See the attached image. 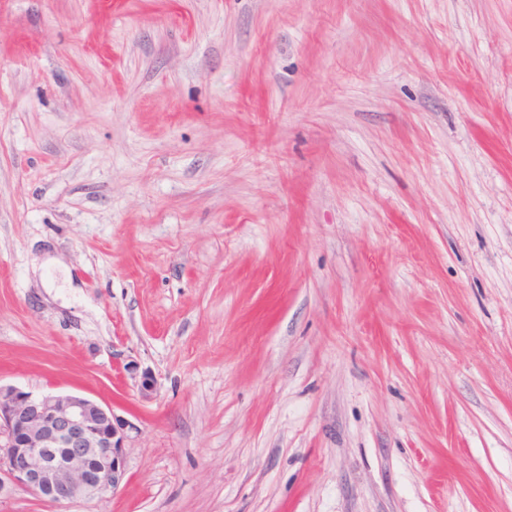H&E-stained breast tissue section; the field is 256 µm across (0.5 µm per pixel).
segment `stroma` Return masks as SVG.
Wrapping results in <instances>:
<instances>
[{
	"instance_id": "1",
	"label": "stroma",
	"mask_w": 512,
	"mask_h": 512,
	"mask_svg": "<svg viewBox=\"0 0 512 512\" xmlns=\"http://www.w3.org/2000/svg\"><path fill=\"white\" fill-rule=\"evenodd\" d=\"M0 383L134 426L0 512H512V0H0Z\"/></svg>"
}]
</instances>
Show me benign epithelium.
<instances>
[{
	"label": "benign epithelium",
	"mask_w": 512,
	"mask_h": 512,
	"mask_svg": "<svg viewBox=\"0 0 512 512\" xmlns=\"http://www.w3.org/2000/svg\"><path fill=\"white\" fill-rule=\"evenodd\" d=\"M139 390L156 382L131 361ZM133 425L107 405L80 394H35L0 385V495L16 490L43 503L93 499L116 491L126 475Z\"/></svg>",
	"instance_id": "7a95c632"
}]
</instances>
